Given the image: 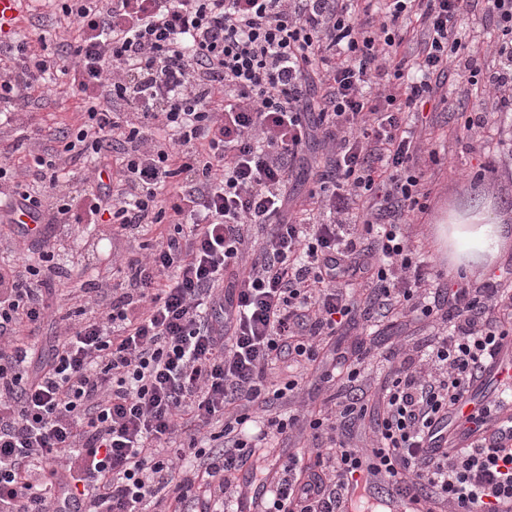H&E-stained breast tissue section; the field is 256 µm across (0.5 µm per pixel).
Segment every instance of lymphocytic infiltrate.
Masks as SVG:
<instances>
[{"instance_id":"lymphocytic-infiltrate-1","label":"lymphocytic infiltrate","mask_w":512,"mask_h":512,"mask_svg":"<svg viewBox=\"0 0 512 512\" xmlns=\"http://www.w3.org/2000/svg\"><path fill=\"white\" fill-rule=\"evenodd\" d=\"M56 55L0 44V128L53 74L82 105L51 148L0 157V198L56 227L37 258L0 260V512H228L238 472L261 473L297 424L314 444L279 466L264 512H348L385 489L424 512H502L512 451L434 446L512 325V280L433 282L405 232L418 206L424 121L448 76L512 112V0H47ZM482 7L496 64L463 42ZM325 152L311 208L293 209L310 144ZM85 159L83 189L67 166ZM125 241L122 278L58 262L79 202ZM70 313L30 345L55 283ZM430 321L429 344L364 379L373 347L343 348L358 319ZM338 410L281 417L318 359ZM292 369L273 380L278 362ZM369 419L370 448L337 438Z\"/></svg>"}]
</instances>
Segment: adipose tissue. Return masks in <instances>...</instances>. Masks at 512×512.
Masks as SVG:
<instances>
[{
	"instance_id": "obj_1",
	"label": "adipose tissue",
	"mask_w": 512,
	"mask_h": 512,
	"mask_svg": "<svg viewBox=\"0 0 512 512\" xmlns=\"http://www.w3.org/2000/svg\"><path fill=\"white\" fill-rule=\"evenodd\" d=\"M501 217L484 207L464 215H454L441 229L448 242V257L455 264L480 265L496 257L507 239Z\"/></svg>"
}]
</instances>
